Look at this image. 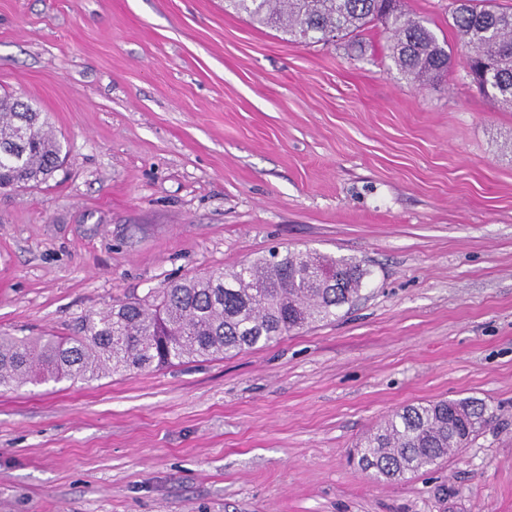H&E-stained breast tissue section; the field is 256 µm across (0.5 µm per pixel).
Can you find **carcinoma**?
Returning a JSON list of instances; mask_svg holds the SVG:
<instances>
[{"instance_id": "carcinoma-1", "label": "carcinoma", "mask_w": 512, "mask_h": 512, "mask_svg": "<svg viewBox=\"0 0 512 512\" xmlns=\"http://www.w3.org/2000/svg\"><path fill=\"white\" fill-rule=\"evenodd\" d=\"M386 0H224V8L301 43L336 33L354 39L381 24L389 57L406 79L426 83L448 71L452 54L404 9ZM461 46L476 54L468 76L512 109V11L494 0H459L452 14ZM63 145L28 100L0 96V190L44 181ZM328 269L325 278L321 271ZM370 275L362 261L312 251L273 252L230 271L215 270L130 297L81 320L74 336L0 334V387L160 369L199 357L235 356L306 326L331 321ZM476 398L429 401L393 411L357 443L359 463L383 480L416 475L464 447L488 424Z\"/></svg>"}]
</instances>
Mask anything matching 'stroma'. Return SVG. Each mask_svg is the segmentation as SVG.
<instances>
[{"mask_svg":"<svg viewBox=\"0 0 512 512\" xmlns=\"http://www.w3.org/2000/svg\"><path fill=\"white\" fill-rule=\"evenodd\" d=\"M454 50L409 84L224 0H0V93L69 155L0 191V333L279 250L370 271L332 322L231 358L0 391V512H512V110L470 80L455 0H404ZM475 397L459 453L377 482L391 411Z\"/></svg>","mask_w":512,"mask_h":512,"instance_id":"obj_1","label":"stroma"}]
</instances>
